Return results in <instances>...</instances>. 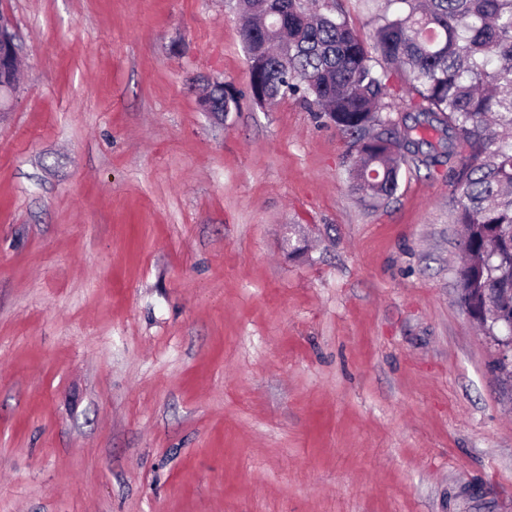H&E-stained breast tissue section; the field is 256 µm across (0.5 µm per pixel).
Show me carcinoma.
I'll list each match as a JSON object with an SVG mask.
<instances>
[{"label": "carcinoma", "instance_id": "cac0c4a2", "mask_svg": "<svg viewBox=\"0 0 512 512\" xmlns=\"http://www.w3.org/2000/svg\"><path fill=\"white\" fill-rule=\"evenodd\" d=\"M242 2L252 99L293 96L325 113L352 140L348 177L363 197L390 199L407 157L448 166L460 301L497 335L512 316V0H385L367 37L337 0ZM212 96L239 111L233 91Z\"/></svg>", "mask_w": 512, "mask_h": 512}]
</instances>
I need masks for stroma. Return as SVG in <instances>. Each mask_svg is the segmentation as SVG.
Here are the masks:
<instances>
[{
    "mask_svg": "<svg viewBox=\"0 0 512 512\" xmlns=\"http://www.w3.org/2000/svg\"><path fill=\"white\" fill-rule=\"evenodd\" d=\"M0 10V512H512L447 167L364 199L323 113L253 102L236 0ZM4 23L9 25L11 33H13V23L11 18L3 11H0V66L10 67V69H12L17 61L20 60L21 51L16 42L15 36L11 35L1 38V27Z\"/></svg>",
    "mask_w": 512,
    "mask_h": 512,
    "instance_id": "stroma-1",
    "label": "stroma"
}]
</instances>
